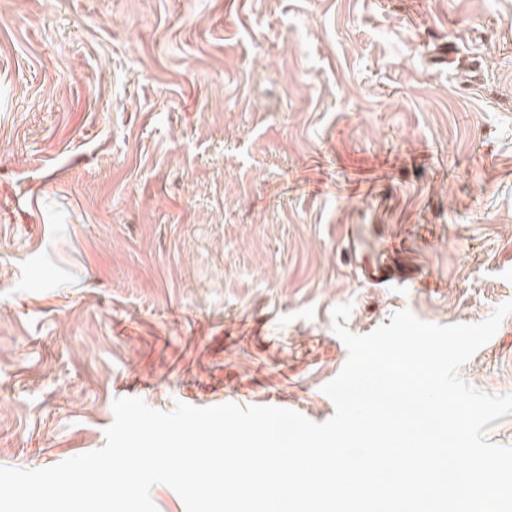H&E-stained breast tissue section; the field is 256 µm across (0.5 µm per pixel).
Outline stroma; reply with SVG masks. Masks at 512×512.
Here are the masks:
<instances>
[{"label":"stroma","instance_id":"obj_1","mask_svg":"<svg viewBox=\"0 0 512 512\" xmlns=\"http://www.w3.org/2000/svg\"><path fill=\"white\" fill-rule=\"evenodd\" d=\"M507 301L512 0H0V466L124 396L322 423L334 306ZM460 374L512 392V316Z\"/></svg>","mask_w":512,"mask_h":512}]
</instances>
